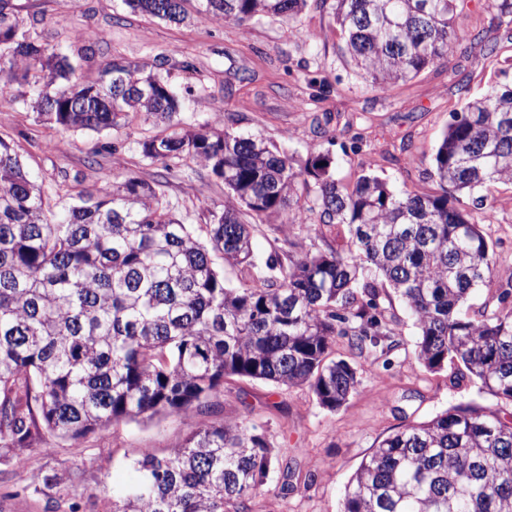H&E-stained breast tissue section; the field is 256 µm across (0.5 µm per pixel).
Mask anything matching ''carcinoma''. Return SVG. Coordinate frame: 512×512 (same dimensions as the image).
<instances>
[{"mask_svg": "<svg viewBox=\"0 0 512 512\" xmlns=\"http://www.w3.org/2000/svg\"><path fill=\"white\" fill-rule=\"evenodd\" d=\"M135 14L182 23L193 0H126ZM198 13L239 25L293 19L308 0H200ZM458 0H332L342 53L373 88L405 83L448 60L459 41ZM484 56L498 42L474 28ZM57 45L20 31L0 0L1 81L29 88L22 104L58 125L101 133L145 113L163 125L141 142L150 162L194 161L224 181V209L206 240L174 218L166 176L127 178L112 190L69 185L76 204L53 211L0 137V448L46 436L77 441L159 414L211 413L227 376L308 386L334 411L360 384L329 358L335 336L359 350L395 345L386 315L393 289L418 329L428 370L455 360L491 396L512 404V279L496 303L459 314L473 289L497 276L481 225L448 202L512 184V88L495 86L450 113L432 157L440 191L396 190L370 174L336 182L319 152L299 169L262 140L224 128L186 127L180 98L142 65L114 56L94 82ZM314 194L327 250L285 241L252 261L250 226L282 212L305 223L298 192ZM238 269L230 285L215 265ZM279 458L260 426L215 419L170 454L145 448L139 482L111 512H255L258 487ZM340 512H512V416L464 405L401 426L362 460Z\"/></svg>", "mask_w": 512, "mask_h": 512, "instance_id": "carcinoma-1", "label": "carcinoma"}]
</instances>
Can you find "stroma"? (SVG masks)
<instances>
[{"mask_svg": "<svg viewBox=\"0 0 512 512\" xmlns=\"http://www.w3.org/2000/svg\"><path fill=\"white\" fill-rule=\"evenodd\" d=\"M24 29L52 44H70L75 33L101 35L77 76L98 77L102 63L120 54L147 64L185 99L181 117L193 127L223 129L234 114L235 131L253 134L293 155L297 163L312 154L330 153L336 177L352 186L368 171L396 188L423 193L438 191L431 176L432 156L452 110L482 96L491 86L512 84V42L500 40V58L485 59L478 48L468 57L449 56L406 85L373 90L342 56L332 9L310 0L298 21L264 19L241 26L220 18L193 14L182 24L131 14L124 0H14ZM189 60L184 71L177 63ZM248 72L250 82L239 83ZM10 100L0 106V136L17 139L24 166L41 185L51 205L67 204L61 185L81 180L90 189L110 187L130 177L151 180L156 165L143 161L140 143L154 131L152 121L137 120L118 130L94 133L65 128L23 111L17 99L25 86L7 88ZM330 114L321 134L312 116ZM412 150L399 161L387 158L401 141ZM109 144L98 164L88 158ZM489 208L474 213L492 245L498 271L512 272V184L487 190ZM162 202L193 227L208 223L209 214L224 207V183L196 163L173 165ZM314 214L302 224H257L253 227L257 261H265L285 240L324 250L321 237L310 232ZM391 314L398 322V345L388 353L358 352L347 337H336L332 356L348 361L361 383L340 409L329 411L308 386L234 378L211 402L218 417L258 424L282 463L293 471L289 481L274 477L261 488L258 512H338L345 487L379 441L407 423L430 420L457 405L476 403L492 409L501 401L461 377L456 365L427 370L415 353L417 329L400 302ZM205 417L157 416L127 421L77 441L51 439L50 449L0 454V512H110L112 497L129 488L139 474L133 460L142 449L167 455ZM82 475L78 489L65 487L34 493L45 475Z\"/></svg>", "mask_w": 512, "mask_h": 512, "instance_id": "stroma-1", "label": "stroma"}]
</instances>
